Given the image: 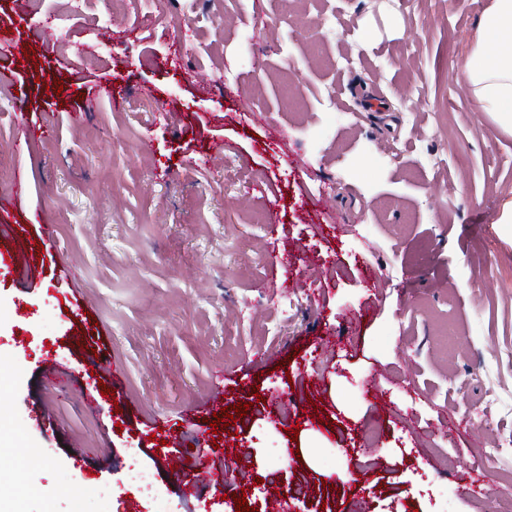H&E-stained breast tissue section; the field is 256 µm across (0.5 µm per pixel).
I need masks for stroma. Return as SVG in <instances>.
Masks as SVG:
<instances>
[{
	"label": "stroma",
	"instance_id": "obj_1",
	"mask_svg": "<svg viewBox=\"0 0 512 512\" xmlns=\"http://www.w3.org/2000/svg\"><path fill=\"white\" fill-rule=\"evenodd\" d=\"M22 2L0 0V224L37 260L0 262V507L235 512L167 476L212 424L208 459L234 437L288 512H512V471L473 483L512 434V133L458 77L492 0H169L185 40ZM22 123L54 149L16 150ZM49 355L79 387L38 376ZM115 363L118 413H86ZM218 388L236 422L206 409ZM476 408L487 424L449 432Z\"/></svg>",
	"mask_w": 512,
	"mask_h": 512
}]
</instances>
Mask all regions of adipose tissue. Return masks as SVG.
Here are the masks:
<instances>
[{"mask_svg":"<svg viewBox=\"0 0 512 512\" xmlns=\"http://www.w3.org/2000/svg\"><path fill=\"white\" fill-rule=\"evenodd\" d=\"M463 74L483 112L512 133V0H492L483 12Z\"/></svg>","mask_w":512,"mask_h":512,"instance_id":"obj_1","label":"adipose tissue"}]
</instances>
